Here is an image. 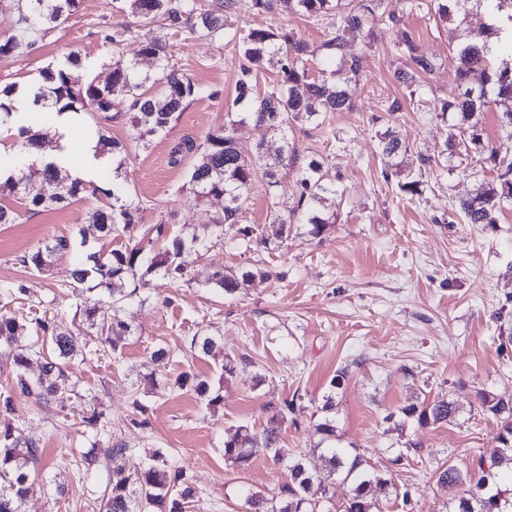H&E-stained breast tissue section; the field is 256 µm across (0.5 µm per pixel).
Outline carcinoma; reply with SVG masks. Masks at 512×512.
Listing matches in <instances>:
<instances>
[{
  "instance_id": "obj_1",
  "label": "carcinoma",
  "mask_w": 512,
  "mask_h": 512,
  "mask_svg": "<svg viewBox=\"0 0 512 512\" xmlns=\"http://www.w3.org/2000/svg\"><path fill=\"white\" fill-rule=\"evenodd\" d=\"M18 23L14 32L0 36V61L28 54L38 40L67 22L79 11L82 0H16ZM205 8L201 0H132V13L138 18L137 27L145 28L160 19L179 35L187 32L196 38L213 41L227 39L237 47L240 63L233 105L243 111L237 114L241 122H249L262 135L285 131L292 123L323 121L328 112L350 109L349 87L359 74L357 56L346 52L345 34L361 30L370 19H378L396 26L397 18L382 11L384 0H357L354 7L336 15L334 36L322 45L325 68L320 78L309 77L308 57L315 54L311 46L294 38L282 28L242 29L226 23L227 13L239 7L240 0H212ZM483 8L499 21L497 27H487L485 36L508 30L512 50V0H426L423 5L441 20L453 18L460 12H469L468 5ZM249 12L266 14L304 13L309 17L332 15L334 0H245ZM399 56L408 61V67L397 72L399 83L409 90L410 98L421 94L420 79L432 73L437 62L420 50L413 38L402 31L395 44ZM139 55L153 59L161 70L159 85L153 91L145 89L147 79L140 77L133 62H115L108 78L76 84L72 70L82 66L75 53L65 60L40 72V77L54 82L48 89L34 88V103L53 101L63 110L90 116L97 128L100 154L112 153L119 157L126 153L124 146L103 133V125L118 118L112 113L115 100L126 104L132 113L131 124L136 140L147 141L167 130L176 114L198 98L216 99L217 90L193 82L170 62L168 46L146 36L140 37ZM274 61L281 79L263 94L256 92L255 66L262 60ZM458 95L439 105L425 108L450 117V134L437 155L422 158L425 169H431L448 156L469 157V153L483 156L485 163L496 171V179L482 184L470 196L457 199L454 204L467 224H493L495 214L512 204V158L503 156L485 135L484 113L493 106L503 108L499 122L512 139V66L489 70L488 55L479 42L467 40L457 49V65L453 72ZM53 113L40 110L28 113L18 127L17 140L24 150L33 149L45 158L40 169V192L28 196L12 179L6 180V189L27 202L32 210L47 211L75 199L87 191L84 183L73 179L54 161L48 160L56 142L48 139L40 126L52 121ZM381 154L384 158L383 177L396 181L399 192L410 196L423 195L426 184L424 173L415 176L402 170L407 154L405 143L387 130L380 134ZM194 153L199 156L192 167L185 189L196 197L224 198L223 211L200 224L186 236L171 237L166 224L140 223L142 202L123 183L119 182L120 168L114 175H103L106 187H94L91 194L101 193L112 199V204L97 207L91 217L99 238H127V243L108 252L83 253L76 250L66 236H56L36 252L21 257L24 265L44 272L59 256L68 255L74 262L71 288L82 297L81 306L91 325L100 332V350L115 349L114 337L132 332L131 325L121 317V311L139 298V281L143 276L158 273L175 281L185 278L187 260L199 255L224 240V225L237 224L242 208L257 181L256 164L246 159L236 147L234 124L225 123L206 134L202 141L185 138L172 151V161L178 156ZM295 156V148L288 139L278 147L276 162L264 171L266 192L278 186L274 168ZM322 163L312 158L307 162L305 175L298 182V202L294 217L284 218L271 211L272 220L265 230L245 224L238 229L239 245L245 250L259 252L276 242L288 241L292 223L308 224L310 233L320 235L328 226L329 218L323 208L336 188L322 181L319 173ZM267 272L254 264L249 269L219 268L209 281L213 288L233 295L255 277ZM96 280L92 287L88 280ZM21 284H0V345L9 347L16 373L14 386L0 392V415L16 413V398L23 396L36 403H48L64 394H78V382L72 379L70 363L84 356L86 343L81 332L68 327L58 316L38 313L29 308L21 319L7 310L11 303L24 294ZM35 335L32 344L13 348L25 332ZM42 360V373L35 379L26 375L33 359ZM165 384L182 390L188 386L215 406L222 400L220 391L185 371ZM482 406L499 417L500 428L494 437L489 455H480L464 470L450 465L435 471L436 484L454 493V512H512V401L480 395ZM296 399L285 400L260 432L239 426L224 439V457L246 467L256 454L263 452L286 470V476L269 493L262 494L241 489L242 512H380L377 491L384 496L401 497L402 505L410 507L408 491L400 492L392 470L383 472L373 467L354 448L336 446V426L330 420L317 425L321 435L317 445L308 454H295L281 446L279 421L295 411ZM457 408L450 400H435L426 405H409L404 416L421 428L447 423L455 418ZM42 450L23 435L21 426L6 424L0 428V512H20L22 502L33 489L30 467L40 463ZM322 461L319 469L308 467V456ZM350 486L348 497L338 509L326 506L333 497L336 481ZM468 485L474 492L465 495L457 487ZM104 512H188L195 502V489L186 472L170 466L163 454L156 451L135 470L123 465L112 467V476L106 486Z\"/></svg>"
}]
</instances>
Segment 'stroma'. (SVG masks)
<instances>
[{"label":"stroma","instance_id":"35a3bbf8","mask_svg":"<svg viewBox=\"0 0 512 512\" xmlns=\"http://www.w3.org/2000/svg\"><path fill=\"white\" fill-rule=\"evenodd\" d=\"M398 27L374 21L347 34L360 71L350 89L351 107L327 113L322 124H295L288 131L298 152L278 166L275 199L257 185L243 206L242 221L264 226L271 212L292 216L296 183L306 161L323 163L324 180L336 185L335 224L320 237L306 225H293L286 246L264 253L266 278H255L233 296L210 288L218 267L238 269L251 253L235 246L236 226H225L224 242L188 265V282L170 283L155 274L139 283L144 304L124 308L122 317L135 332L121 337L114 354L89 356L72 372L80 396L39 407L17 400L26 437L43 451L35 487L22 512H100L113 462L134 468L153 452L184 469L197 489L191 512H241L239 491L265 492L276 486L282 466L257 454L248 467L224 457V440L237 426L262 430L283 400L301 394L294 413L280 423L283 447L308 450L319 437L316 423L335 420L343 447L359 448L377 469L388 468L384 448H400L406 460L389 467L398 489L409 490L413 512H453L447 492L432 476L441 465H464L458 449L477 458L493 447L500 426L482 409L479 393L512 398V207L491 224H467L453 210L455 199L492 181L480 158L470 159L466 174L434 168L422 196L401 195L381 176L384 161L378 135L392 129L407 144L404 168L418 173L420 157L442 147L446 123L421 110L396 79L405 61L393 52L398 30L407 31L422 51L436 58V70L423 77V99L447 100L457 93L453 80L455 49L466 39L480 40L484 12L441 21L411 8L408 0H385ZM135 18L130 0H84L81 11L39 41L27 56L0 61V84H36L42 68L71 53L86 62L78 78L106 76L114 61L136 62L157 78L155 61L141 57L136 36L119 44L103 40V30L120 31ZM236 24L281 27L311 47L331 35L330 20L300 15L241 13ZM149 37L169 45L175 66L196 83L221 90L219 100L192 101L163 134L145 144L131 142L129 117L108 125L112 139L127 143L120 179L143 202L142 221L165 220L173 234L204 223L224 208L220 198H196L183 185L194 156L173 162L171 151L183 138L203 139L233 111L239 56L226 40L174 35L162 22ZM403 109L387 114L392 100ZM102 197L84 195L67 206L22 214L19 223L0 225V283H22L27 293L11 306L37 307L58 314L86 340L96 333L69 289L72 261L57 257L49 271L23 266L19 258L53 237L79 240ZM214 335L220 346L211 354L190 350L193 337ZM166 348L169 377L188 371L222 382L223 401L210 408L193 391L152 388L157 372L151 354ZM238 370L220 381L225 359ZM340 385H332L333 377ZM333 410H325L326 396ZM454 401L451 422L426 428L404 423L401 410L435 398ZM105 413L106 429L87 427L90 405ZM147 413H139V405ZM127 452L113 459L116 441ZM94 450L99 466L84 471L79 454Z\"/></svg>","mask_w":512,"mask_h":512}]
</instances>
